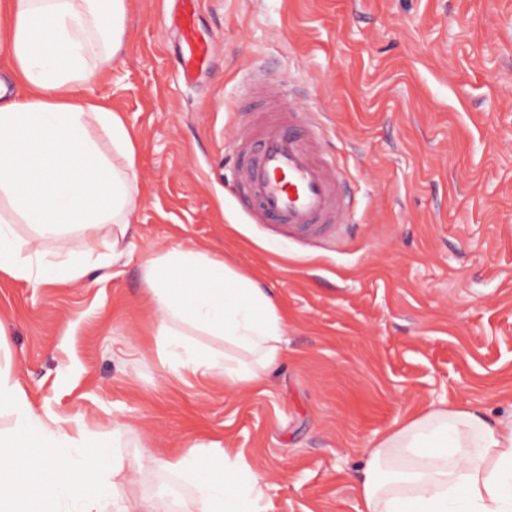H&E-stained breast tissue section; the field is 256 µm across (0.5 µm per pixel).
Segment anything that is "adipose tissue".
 <instances>
[{
    "mask_svg": "<svg viewBox=\"0 0 512 512\" xmlns=\"http://www.w3.org/2000/svg\"><path fill=\"white\" fill-rule=\"evenodd\" d=\"M126 15V0H0L19 88L0 92V272L29 288L81 281L129 251L134 143L117 113L81 93L116 57ZM19 224L32 230L23 245ZM72 233L81 252L44 251L45 239ZM144 270L158 333L183 371L245 391L286 358L275 295L223 257L172 248L146 256ZM191 331L223 350L192 345ZM0 415L10 420L0 431V512H109V440L38 411L1 361ZM160 465L194 487L196 512H257L267 484L242 457L200 444ZM357 488L361 512H512V417L430 407L370 442Z\"/></svg>",
    "mask_w": 512,
    "mask_h": 512,
    "instance_id": "1",
    "label": "adipose tissue"
}]
</instances>
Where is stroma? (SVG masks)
Here are the masks:
<instances>
[{"label": "stroma", "mask_w": 512, "mask_h": 512, "mask_svg": "<svg viewBox=\"0 0 512 512\" xmlns=\"http://www.w3.org/2000/svg\"><path fill=\"white\" fill-rule=\"evenodd\" d=\"M174 8L127 0L123 48L85 89L134 141L131 256L38 292L0 273V346L39 410L124 425L118 505L184 512L191 487L156 461L214 442L267 472L262 512H359L372 439L432 406L512 413V0H198L210 53L189 80ZM254 57L322 116L351 198L337 232L290 237L241 201ZM180 246L275 293L288 356L262 388L166 366L143 259Z\"/></svg>", "instance_id": "35a3bbf8"}]
</instances>
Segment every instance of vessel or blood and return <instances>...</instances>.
<instances>
[{"label":"vessel or blood","instance_id":"obj_1","mask_svg":"<svg viewBox=\"0 0 512 512\" xmlns=\"http://www.w3.org/2000/svg\"><path fill=\"white\" fill-rule=\"evenodd\" d=\"M178 2L181 65L189 73L205 60L209 46L196 28V0ZM247 71L253 109L267 112V98L279 91L255 64H248ZM268 114L261 133H254L251 122L245 121L236 135L238 178L247 204L254 206L263 223L288 232H331L344 221L345 182L333 161L316 156L321 126L294 108Z\"/></svg>","mask_w":512,"mask_h":512}]
</instances>
